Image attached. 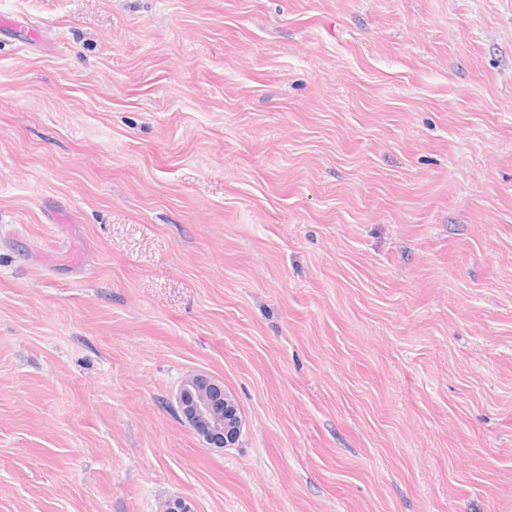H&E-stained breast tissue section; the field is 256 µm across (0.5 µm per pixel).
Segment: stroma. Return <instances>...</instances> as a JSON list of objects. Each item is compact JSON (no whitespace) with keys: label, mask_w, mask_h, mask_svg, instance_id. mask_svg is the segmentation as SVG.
I'll return each instance as SVG.
<instances>
[{"label":"stroma","mask_w":512,"mask_h":512,"mask_svg":"<svg viewBox=\"0 0 512 512\" xmlns=\"http://www.w3.org/2000/svg\"><path fill=\"white\" fill-rule=\"evenodd\" d=\"M1 14L0 512H512V0ZM176 402L180 419L211 447L238 444L242 420L223 383L205 373H192L184 379Z\"/></svg>","instance_id":"35a3bbf8"}]
</instances>
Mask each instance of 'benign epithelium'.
Here are the masks:
<instances>
[{
	"label": "benign epithelium",
	"mask_w": 512,
	"mask_h": 512,
	"mask_svg": "<svg viewBox=\"0 0 512 512\" xmlns=\"http://www.w3.org/2000/svg\"><path fill=\"white\" fill-rule=\"evenodd\" d=\"M180 419L213 448H232L242 434L234 400L220 381L205 373L188 375L177 395Z\"/></svg>",
	"instance_id": "7a95c632"
}]
</instances>
